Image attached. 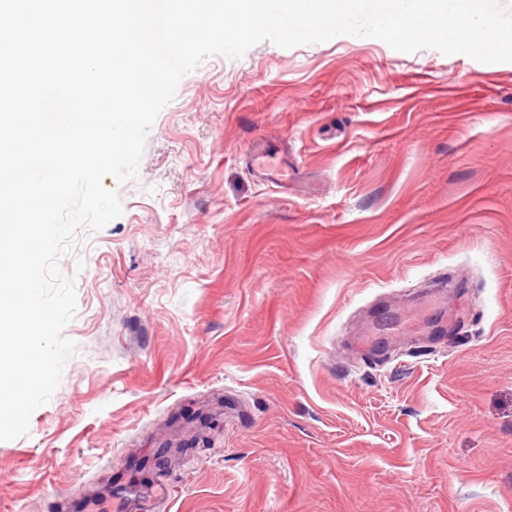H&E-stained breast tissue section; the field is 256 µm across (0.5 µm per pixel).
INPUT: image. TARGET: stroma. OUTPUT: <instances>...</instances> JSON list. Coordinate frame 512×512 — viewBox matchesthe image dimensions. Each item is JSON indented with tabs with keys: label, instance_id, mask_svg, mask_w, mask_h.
<instances>
[{
	"label": "stroma",
	"instance_id": "1",
	"mask_svg": "<svg viewBox=\"0 0 512 512\" xmlns=\"http://www.w3.org/2000/svg\"><path fill=\"white\" fill-rule=\"evenodd\" d=\"M299 171L260 180L258 138ZM58 260L75 345L0 512H512V62L339 35L180 81ZM446 279L447 327L359 356Z\"/></svg>",
	"mask_w": 512,
	"mask_h": 512
}]
</instances>
